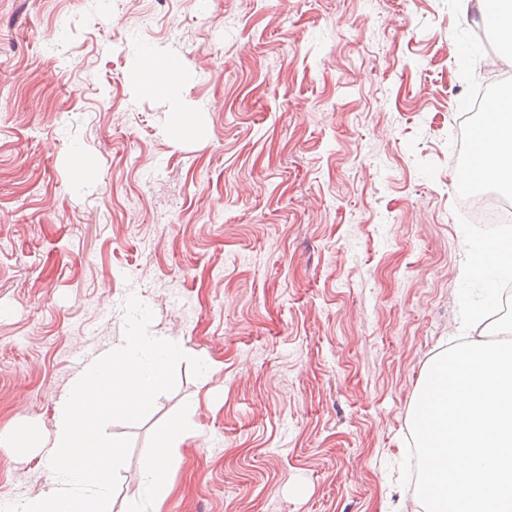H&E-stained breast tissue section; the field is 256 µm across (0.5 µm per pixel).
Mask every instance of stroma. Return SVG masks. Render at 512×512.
<instances>
[{
  "label": "stroma",
  "instance_id": "stroma-1",
  "mask_svg": "<svg viewBox=\"0 0 512 512\" xmlns=\"http://www.w3.org/2000/svg\"><path fill=\"white\" fill-rule=\"evenodd\" d=\"M457 0H0V504L51 482L3 435L124 336V302L186 361L109 512L181 418L161 512H380L421 372L459 336ZM67 28L65 39L57 31ZM184 73L172 134L146 58Z\"/></svg>",
  "mask_w": 512,
  "mask_h": 512
}]
</instances>
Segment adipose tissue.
<instances>
[{
    "label": "adipose tissue",
    "instance_id": "adipose-tissue-1",
    "mask_svg": "<svg viewBox=\"0 0 512 512\" xmlns=\"http://www.w3.org/2000/svg\"><path fill=\"white\" fill-rule=\"evenodd\" d=\"M492 138L494 149L475 151L471 168L479 180H495L503 176L512 177V96L496 100L486 121L476 136L477 141ZM188 427L180 421L171 422L165 431L161 446L145 457L141 470L153 506H160L169 491V473L176 463L174 449L188 436Z\"/></svg>",
    "mask_w": 512,
    "mask_h": 512
}]
</instances>
